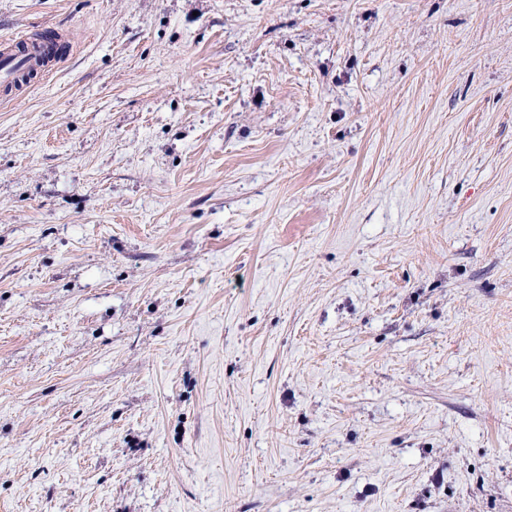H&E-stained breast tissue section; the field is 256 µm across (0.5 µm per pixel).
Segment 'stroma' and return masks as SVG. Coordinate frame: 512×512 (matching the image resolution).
<instances>
[{
    "label": "stroma",
    "mask_w": 512,
    "mask_h": 512,
    "mask_svg": "<svg viewBox=\"0 0 512 512\" xmlns=\"http://www.w3.org/2000/svg\"><path fill=\"white\" fill-rule=\"evenodd\" d=\"M0 512H512V0H0ZM59 43L67 44L64 33L53 38H23L1 42L0 97L8 100L22 80L44 73L54 62Z\"/></svg>",
    "instance_id": "1"
}]
</instances>
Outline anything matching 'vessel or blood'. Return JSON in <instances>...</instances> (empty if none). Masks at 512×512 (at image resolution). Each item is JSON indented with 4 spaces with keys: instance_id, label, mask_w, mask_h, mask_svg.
Masks as SVG:
<instances>
[{
    "instance_id": "b4317fda",
    "label": "vessel or blood",
    "mask_w": 512,
    "mask_h": 512,
    "mask_svg": "<svg viewBox=\"0 0 512 512\" xmlns=\"http://www.w3.org/2000/svg\"><path fill=\"white\" fill-rule=\"evenodd\" d=\"M64 40L59 32L52 38H23L0 44V98L10 99L22 80L44 73Z\"/></svg>"
}]
</instances>
